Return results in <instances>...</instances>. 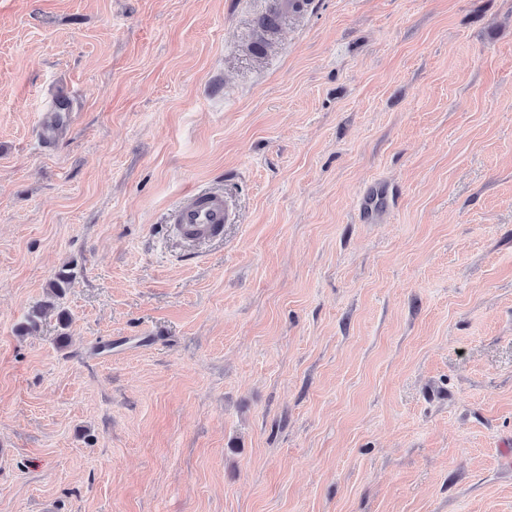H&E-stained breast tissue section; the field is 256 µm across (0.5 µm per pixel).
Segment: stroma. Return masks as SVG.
I'll use <instances>...</instances> for the list:
<instances>
[{
    "mask_svg": "<svg viewBox=\"0 0 512 512\" xmlns=\"http://www.w3.org/2000/svg\"><path fill=\"white\" fill-rule=\"evenodd\" d=\"M308 2L0 0V512H512V0ZM236 214L219 191L195 192L169 213L167 224H174L180 236L203 241L219 236L224 224H233Z\"/></svg>",
    "mask_w": 512,
    "mask_h": 512,
    "instance_id": "obj_1",
    "label": "stroma"
}]
</instances>
